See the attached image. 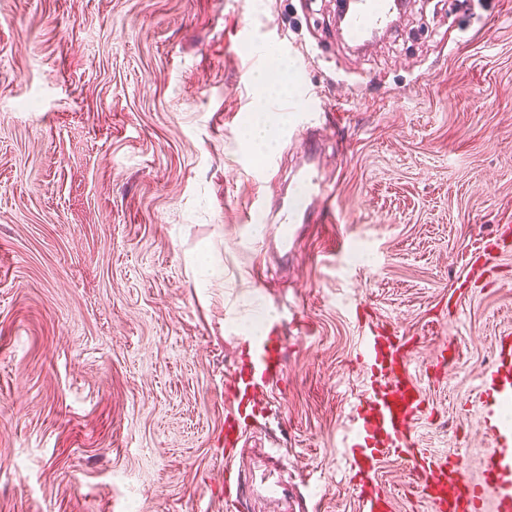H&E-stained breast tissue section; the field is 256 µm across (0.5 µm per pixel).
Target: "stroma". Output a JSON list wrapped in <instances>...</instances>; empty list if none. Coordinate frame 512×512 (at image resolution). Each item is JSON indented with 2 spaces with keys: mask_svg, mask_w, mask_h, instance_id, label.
<instances>
[{
  "mask_svg": "<svg viewBox=\"0 0 512 512\" xmlns=\"http://www.w3.org/2000/svg\"><path fill=\"white\" fill-rule=\"evenodd\" d=\"M336 12L0 0V512H358L339 440L372 311L417 339L420 447L478 475L512 251L469 258L512 239V0H409L360 52ZM258 111L288 119L267 147ZM305 168L339 222L280 226ZM260 306L286 372L228 474L224 372ZM378 480L430 512L399 460Z\"/></svg>",
  "mask_w": 512,
  "mask_h": 512,
  "instance_id": "obj_1",
  "label": "stroma"
}]
</instances>
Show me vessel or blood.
Instances as JSON below:
<instances>
[{"mask_svg": "<svg viewBox=\"0 0 512 512\" xmlns=\"http://www.w3.org/2000/svg\"><path fill=\"white\" fill-rule=\"evenodd\" d=\"M399 17L396 0H348L342 34L361 49L371 33L391 29ZM335 194L312 170L295 179L281 223L306 220L313 211H334ZM367 370L342 438L348 473L359 489V512H391L376 472L389 457L402 456L420 495L432 512H512V424L502 408L512 403V336L497 339L492 362L478 376L477 395L483 434L489 449L477 477H469L462 455L435 456L419 448L416 425L425 396L413 375L405 337L364 327L356 353ZM285 372L284 353L276 338L257 339L239 361L227 385L232 406L224 419V445L234 448L248 421L260 408L269 380Z\"/></svg>", "mask_w": 512, "mask_h": 512, "instance_id": "vessel-or-blood-1", "label": "vessel or blood"}]
</instances>
